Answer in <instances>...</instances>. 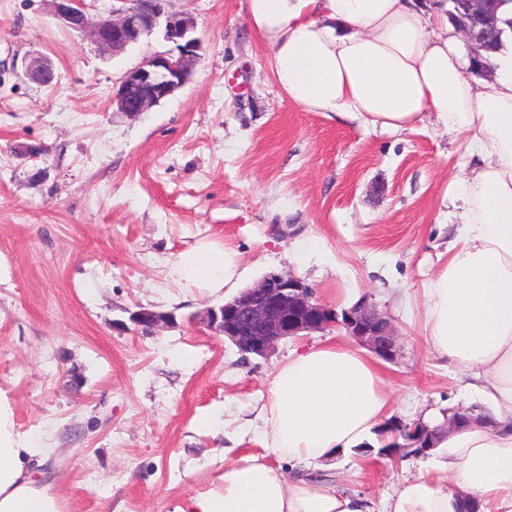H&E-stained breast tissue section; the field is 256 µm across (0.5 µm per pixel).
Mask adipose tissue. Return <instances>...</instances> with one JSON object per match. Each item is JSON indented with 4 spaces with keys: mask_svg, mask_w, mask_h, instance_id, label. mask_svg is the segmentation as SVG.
I'll use <instances>...</instances> for the list:
<instances>
[{
    "mask_svg": "<svg viewBox=\"0 0 512 512\" xmlns=\"http://www.w3.org/2000/svg\"><path fill=\"white\" fill-rule=\"evenodd\" d=\"M448 0H250L248 20L271 46L270 67L289 103L394 132L425 119L466 134L474 160L457 182L456 235L424 292L426 341L484 406L441 438L432 475L404 481L385 512H512V29L477 67L448 15ZM175 272L208 293L236 284L234 250L204 244ZM382 368L360 351L323 345L289 353L259 410L265 449L225 465L219 487L172 512H371L328 470L371 443L387 416ZM33 449L0 403V512H61L29 469Z\"/></svg>",
    "mask_w": 512,
    "mask_h": 512,
    "instance_id": "obj_1",
    "label": "adipose tissue"
}]
</instances>
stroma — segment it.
<instances>
[{
    "label": "stroma",
    "instance_id": "35a3bbf8",
    "mask_svg": "<svg viewBox=\"0 0 512 512\" xmlns=\"http://www.w3.org/2000/svg\"><path fill=\"white\" fill-rule=\"evenodd\" d=\"M201 42L189 81L135 117L112 107L122 76L169 51L153 33L116 55L66 28L51 0H0V394L61 512H171L225 463L264 453L256 417L288 354L352 345L328 329L242 360L203 311L274 271L342 310L387 317L391 413L479 407L425 341L424 290L444 261L464 135L384 131L288 103L249 0H169ZM50 60L51 85L24 64ZM24 146L42 148L21 157ZM203 242L239 253L243 277L208 294L174 272ZM141 307L172 314L117 329ZM426 456L357 449L334 471L374 512Z\"/></svg>",
    "mask_w": 512,
    "mask_h": 512
}]
</instances>
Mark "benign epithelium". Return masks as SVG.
Segmentation results:
<instances>
[{"mask_svg": "<svg viewBox=\"0 0 512 512\" xmlns=\"http://www.w3.org/2000/svg\"><path fill=\"white\" fill-rule=\"evenodd\" d=\"M56 16L69 28L90 32L98 50L115 55L139 43L155 29L162 31L166 42L177 53H158L122 77L112 96L117 111L135 117L174 94L188 81L201 49L193 37L196 27L188 13L166 11L167 0H119L122 7L108 17H93L81 0H51ZM464 17L459 30L472 45L477 65H483L480 52L488 49L497 32V18L491 0H463ZM24 75L33 82L48 84L55 78L51 63L45 59L30 61ZM203 319L216 335L233 345L243 355L267 356L286 338L307 336L328 328L344 330L376 356L393 361L398 355L395 331L387 318L361 303L337 312L314 299L313 291L301 280L269 272L252 286L225 301L209 307ZM136 329L151 331L172 321V316L141 308L129 315ZM468 410H449L442 427L430 430L422 423L407 425L398 419L388 420L384 428L394 436H403L404 447L425 454L435 446L436 435L446 429L454 431L468 423Z\"/></svg>", "mask_w": 512, "mask_h": 512, "instance_id": "1", "label": "benign epithelium"}]
</instances>
